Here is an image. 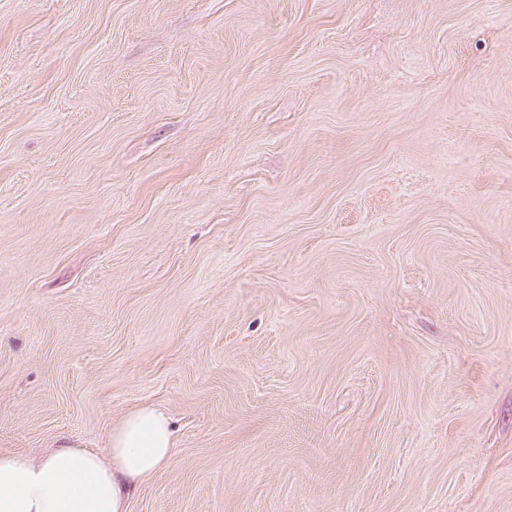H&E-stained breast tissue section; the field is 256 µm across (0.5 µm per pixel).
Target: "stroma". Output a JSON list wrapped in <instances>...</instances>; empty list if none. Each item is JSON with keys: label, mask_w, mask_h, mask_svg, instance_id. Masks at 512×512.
<instances>
[{"label": "stroma", "mask_w": 512, "mask_h": 512, "mask_svg": "<svg viewBox=\"0 0 512 512\" xmlns=\"http://www.w3.org/2000/svg\"><path fill=\"white\" fill-rule=\"evenodd\" d=\"M143 405L128 512H512V0H0V453Z\"/></svg>", "instance_id": "obj_1"}]
</instances>
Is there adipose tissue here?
Instances as JSON below:
<instances>
[{
  "label": "adipose tissue",
  "mask_w": 512,
  "mask_h": 512,
  "mask_svg": "<svg viewBox=\"0 0 512 512\" xmlns=\"http://www.w3.org/2000/svg\"><path fill=\"white\" fill-rule=\"evenodd\" d=\"M175 430L141 406L111 431L106 454L69 444L45 458L0 454V512H127L133 493L174 457Z\"/></svg>",
  "instance_id": "obj_1"
}]
</instances>
